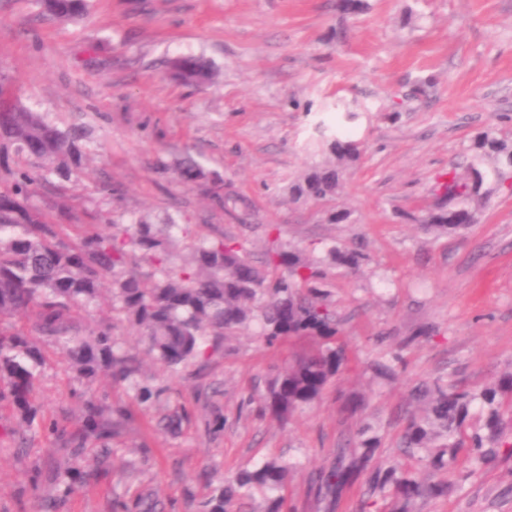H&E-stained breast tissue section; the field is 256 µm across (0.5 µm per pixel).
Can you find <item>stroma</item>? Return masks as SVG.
Here are the masks:
<instances>
[{"label":"stroma","mask_w":512,"mask_h":512,"mask_svg":"<svg viewBox=\"0 0 512 512\" xmlns=\"http://www.w3.org/2000/svg\"><path fill=\"white\" fill-rule=\"evenodd\" d=\"M178 56L208 61L212 79L173 80L167 62ZM0 71L31 109L88 131L84 172L66 185L81 218L122 226L171 217L194 235L235 236L257 257L274 237L368 257L361 273L332 278L353 367L311 409L283 423L241 407L287 364L285 344L236 337L188 378L147 364L189 423L158 432L156 409L136 407L106 474L59 512H112L114 496L144 491L195 512L225 477L272 455L297 465L288 494L298 512H316L309 474L355 430L339 411L345 395H364L365 418L383 425V463L406 467L396 444L417 381L441 376L476 389L512 373V192L494 193L456 234H429L415 221L435 208L441 174H466L481 131L512 142V0H368L358 14L336 0H92L78 24L39 18L34 0H0ZM339 99L359 114L361 155L340 196L295 199L292 184L323 161L306 144L317 123L335 122ZM187 157L208 178L181 181L174 167ZM100 181L115 194L92 193ZM225 194L245 199L239 217L225 214ZM336 207L349 211L347 222L328 221ZM422 326L430 336L411 341ZM396 352L394 376L379 375ZM81 387L50 357L36 402L74 428L72 392ZM217 413L225 423L215 434L208 422ZM20 427L0 409V512H33L28 474L58 454L38 435L13 447L8 432ZM416 512H512V459L475 473L460 461L448 496L420 501Z\"/></svg>","instance_id":"stroma-1"}]
</instances>
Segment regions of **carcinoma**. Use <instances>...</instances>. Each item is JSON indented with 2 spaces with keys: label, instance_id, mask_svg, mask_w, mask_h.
Instances as JSON below:
<instances>
[{
  "label": "carcinoma",
  "instance_id": "carcinoma-1",
  "mask_svg": "<svg viewBox=\"0 0 512 512\" xmlns=\"http://www.w3.org/2000/svg\"><path fill=\"white\" fill-rule=\"evenodd\" d=\"M36 2L41 13L59 22H76L90 12V0ZM170 70L186 84L211 78L209 66L191 56L172 60ZM355 118L354 112L336 116L334 130L318 125L320 143L333 162L298 179L291 186L295 199L321 203L338 192L341 167L361 154L360 142L344 127ZM86 139L25 106L0 73V169L10 174L0 185V407L11 409L25 425L20 443L29 432L42 433L65 455L44 469L34 468L33 488L45 476L56 491L48 508L59 507L85 482L75 462L88 447L103 464L114 456L112 442L125 434L135 413L122 401L87 399L82 424L71 431L58 418L45 416L34 398L48 360L45 347L65 355L81 379L108 374L113 384L132 391L139 405L163 406L169 399V387L145 375L138 356L122 348L112 327L82 334L79 321L96 303L103 282L112 284V312L143 337L148 354L172 374L207 361L209 351H219L226 338L251 329L266 347L306 342L308 348L293 354L264 390L244 401L286 422L318 402L349 363L331 270L358 273L366 261L358 249L332 244L317 250L275 240L256 259L236 238L192 236L172 220L163 226L138 220L112 233L104 230L115 226L110 220L84 222L65 204L41 203L36 185L45 182L63 191L82 167ZM511 172L512 142L486 129L471 148L467 175L448 172L436 189L441 204L418 222L446 233L466 229L494 191L508 186ZM410 399L414 410L397 448L434 478L378 465L382 426L361 418L352 442L334 449L327 464L309 477L319 512H336L359 482L367 495L361 512H416L418 501L448 495L460 458L478 466L512 458V373L478 391L431 378L417 383ZM476 403L483 410L477 425L470 418ZM189 418L181 407L161 415L156 426L168 431ZM291 475L287 461L270 456L241 468L217 493L199 500L196 512H243V505L258 496L261 512H295L287 493ZM113 507L163 512L165 504L146 495L130 505L117 495Z\"/></svg>",
  "mask_w": 512,
  "mask_h": 512
}]
</instances>
